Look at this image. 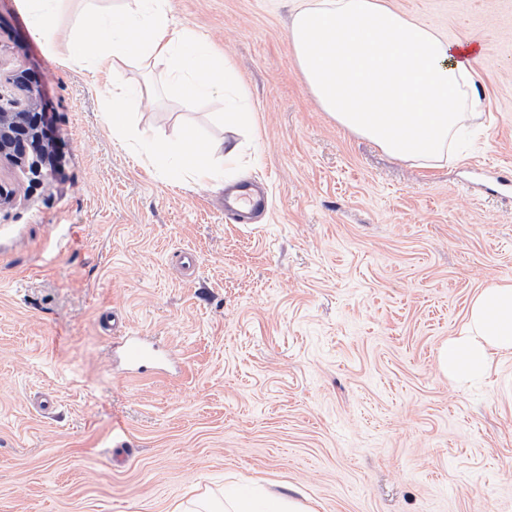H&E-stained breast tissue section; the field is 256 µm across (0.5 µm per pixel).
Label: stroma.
I'll use <instances>...</instances> for the list:
<instances>
[{"label": "stroma", "instance_id": "35a3bbf8", "mask_svg": "<svg viewBox=\"0 0 512 512\" xmlns=\"http://www.w3.org/2000/svg\"><path fill=\"white\" fill-rule=\"evenodd\" d=\"M383 2L479 48L481 116L436 167L321 110L294 0H170L228 57L253 124L224 126L232 94L188 104L162 67L117 62L152 88L137 138L239 143L225 185L266 183L270 206L228 224L223 187L119 144L109 77L41 49L0 0V94L48 112L58 171L36 185L0 161V512H172L251 484L317 512H512V355L470 386L436 364L512 278V0ZM133 334L170 366L128 371Z\"/></svg>", "mask_w": 512, "mask_h": 512}]
</instances>
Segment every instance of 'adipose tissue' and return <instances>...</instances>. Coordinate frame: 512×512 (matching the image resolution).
Segmentation results:
<instances>
[{"label": "adipose tissue", "mask_w": 512, "mask_h": 512, "mask_svg": "<svg viewBox=\"0 0 512 512\" xmlns=\"http://www.w3.org/2000/svg\"><path fill=\"white\" fill-rule=\"evenodd\" d=\"M17 0L31 37L65 63L91 75L114 62L164 65L166 86L194 102L229 91L227 71L203 33L179 25L169 0H133L114 7L84 0ZM297 65L321 108L389 156L419 163L445 158L480 107L475 46L451 42L382 0H301L289 32ZM152 161L197 181H216L211 162H231L239 146L186 134L145 144ZM512 355V280L481 291L460 336L437 353L441 372L460 385L484 376L492 354ZM195 512H315L288 494L236 492L222 504L198 498Z\"/></svg>", "instance_id": "1"}]
</instances>
